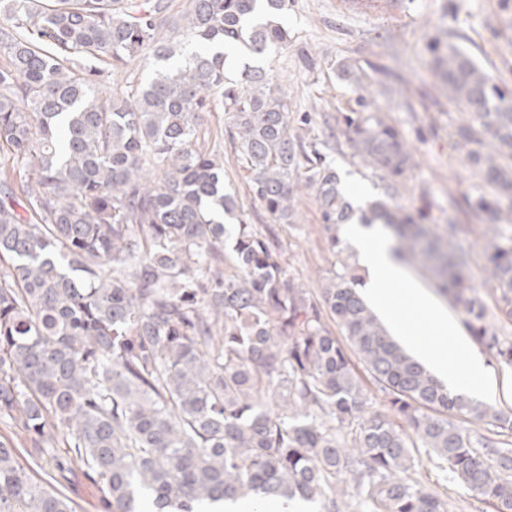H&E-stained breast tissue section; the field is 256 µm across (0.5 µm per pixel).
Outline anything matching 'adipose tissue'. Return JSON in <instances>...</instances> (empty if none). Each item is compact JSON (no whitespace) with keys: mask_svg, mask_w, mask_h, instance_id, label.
<instances>
[{"mask_svg":"<svg viewBox=\"0 0 512 512\" xmlns=\"http://www.w3.org/2000/svg\"><path fill=\"white\" fill-rule=\"evenodd\" d=\"M343 237L356 250L358 262L366 270V298L395 335L407 340L419 360L448 386H461L481 399L494 400L497 390L485 380L482 357L461 338L459 328L448 322L414 287L380 228L347 224L343 227ZM404 299L409 300L420 317L431 324V336H421L409 323L400 306ZM450 341L455 344L451 351L446 348Z\"/></svg>","mask_w":512,"mask_h":512,"instance_id":"adipose-tissue-1","label":"adipose tissue"}]
</instances>
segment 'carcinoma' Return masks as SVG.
I'll return each mask as SVG.
<instances>
[{
    "mask_svg": "<svg viewBox=\"0 0 512 512\" xmlns=\"http://www.w3.org/2000/svg\"><path fill=\"white\" fill-rule=\"evenodd\" d=\"M288 0H0V419L105 512H224L266 499L320 512H449L418 480L424 448L512 512V414L453 392L408 355L359 292L341 230L355 211L319 144L294 133L260 61L288 44ZM460 110L450 150L476 189L499 325L455 225L366 202L396 255L432 274L480 347L512 366V90L453 44L430 46ZM156 68L102 97L107 74ZM217 104L253 199L290 224L317 192L338 265L318 290L287 274L270 227L240 218L224 157L198 144ZM361 166L402 184L413 148L386 112L344 118ZM379 396L387 411H372ZM0 512H76L0 441Z\"/></svg>",
    "mask_w": 512,
    "mask_h": 512,
    "instance_id": "obj_1",
    "label": "carcinoma"
}]
</instances>
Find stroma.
I'll return each instance as SVG.
<instances>
[{
	"label": "stroma",
	"instance_id": "obj_1",
	"mask_svg": "<svg viewBox=\"0 0 512 512\" xmlns=\"http://www.w3.org/2000/svg\"><path fill=\"white\" fill-rule=\"evenodd\" d=\"M283 23L288 47L266 68L287 94L292 120L309 116L303 131L323 144L341 190L359 187L361 203L392 191L398 203L436 230L455 224L470 251L471 278L482 284V228L470 214L469 172L448 149V132L458 112L432 74L426 46L435 39L455 44L501 87L512 89V0H380L371 9L353 0H290ZM310 58L316 68L307 67ZM341 62L351 66V77L338 72ZM366 110L390 113L415 151L418 166L398 190L362 167L342 134L345 114ZM229 125L223 108H216L201 126L199 140L223 152L225 187L241 198L243 220L260 227L273 225L284 245L289 274L303 279L327 275L336 256L315 192L307 190L297 198L293 224L273 223L248 191ZM415 454L421 460L422 482L447 496L451 512H494L491 504L478 500L427 459L425 449H416Z\"/></svg>",
	"mask_w": 512,
	"mask_h": 512
}]
</instances>
